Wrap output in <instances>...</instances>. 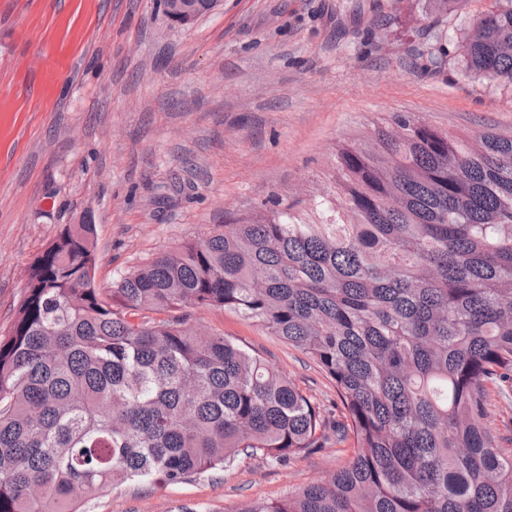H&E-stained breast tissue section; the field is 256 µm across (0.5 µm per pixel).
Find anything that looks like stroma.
Returning a JSON list of instances; mask_svg holds the SVG:
<instances>
[{"label": "stroma", "instance_id": "obj_1", "mask_svg": "<svg viewBox=\"0 0 512 512\" xmlns=\"http://www.w3.org/2000/svg\"><path fill=\"white\" fill-rule=\"evenodd\" d=\"M492 0H223L193 24L161 0H0V329L28 264L66 224L95 226L96 281L262 212L314 208L337 153L395 114L450 136L512 132V87L462 76L458 40ZM447 62L424 68L421 40ZM68 65L52 94L39 58ZM191 326L231 337L284 372L337 425L347 412L308 356L234 312L191 308ZM353 439L284 464L239 457L189 481L125 483L85 512H237L341 468Z\"/></svg>", "mask_w": 512, "mask_h": 512}]
</instances>
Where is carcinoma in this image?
Returning <instances> with one entry per match:
<instances>
[{
	"mask_svg": "<svg viewBox=\"0 0 512 512\" xmlns=\"http://www.w3.org/2000/svg\"><path fill=\"white\" fill-rule=\"evenodd\" d=\"M459 64L512 85V0ZM307 223L279 203L95 287L88 220L28 267L0 331V512H80L114 485L322 447L320 407L183 310L251 320L333 380L356 445L339 470L236 512H512L487 386L512 380V134L455 138L413 113L338 154Z\"/></svg>",
	"mask_w": 512,
	"mask_h": 512,
	"instance_id": "carcinoma-1",
	"label": "carcinoma"
}]
</instances>
